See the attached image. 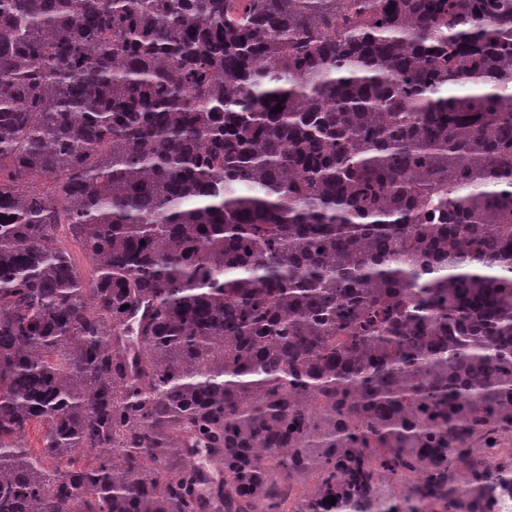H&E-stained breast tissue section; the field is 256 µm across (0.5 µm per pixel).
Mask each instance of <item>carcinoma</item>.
<instances>
[{
    "instance_id": "obj_1",
    "label": "carcinoma",
    "mask_w": 512,
    "mask_h": 512,
    "mask_svg": "<svg viewBox=\"0 0 512 512\" xmlns=\"http://www.w3.org/2000/svg\"><path fill=\"white\" fill-rule=\"evenodd\" d=\"M507 446L512 0H0V512H496Z\"/></svg>"
}]
</instances>
